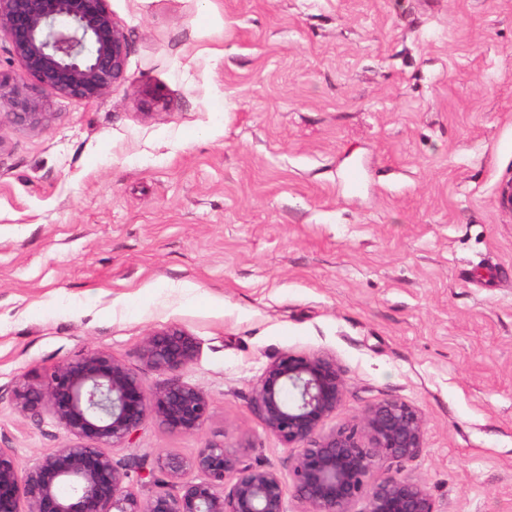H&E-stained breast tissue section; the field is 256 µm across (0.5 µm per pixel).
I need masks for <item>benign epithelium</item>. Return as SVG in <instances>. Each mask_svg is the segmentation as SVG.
I'll use <instances>...</instances> for the list:
<instances>
[{"mask_svg":"<svg viewBox=\"0 0 512 512\" xmlns=\"http://www.w3.org/2000/svg\"><path fill=\"white\" fill-rule=\"evenodd\" d=\"M1 33L19 73L0 72V144L7 127L48 130L54 113L45 111L43 96L99 100L125 80L129 37L108 0H0ZM29 84L41 95L23 92ZM198 354L194 336L168 326L151 332L139 349L140 359L162 376L151 385L97 351L58 366L42 383L18 382L12 390L18 411L29 418L49 411L69 441L23 471L11 450L0 448V512H287L281 475L246 463L220 443L189 460L160 458L170 480L188 470L203 479L145 499L128 479L133 470L152 478L153 470L139 462L122 468L108 452L123 447L149 418L173 432L202 430L209 400L180 376ZM343 399L340 366L320 354L285 352L254 387L255 415L282 444L298 449L290 480L305 512H353L364 496L366 512H436L417 481L371 480L382 459L407 460L424 447L421 414L388 399L368 406L359 425L324 431Z\"/></svg>","mask_w":512,"mask_h":512,"instance_id":"obj_1","label":"benign epithelium"}]
</instances>
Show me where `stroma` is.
I'll use <instances>...</instances> for the list:
<instances>
[{"label":"stroma","instance_id":"obj_1","mask_svg":"<svg viewBox=\"0 0 512 512\" xmlns=\"http://www.w3.org/2000/svg\"><path fill=\"white\" fill-rule=\"evenodd\" d=\"M126 79L0 134V447L63 446L12 389L178 326L200 432L147 420L119 464L224 444L288 476L251 409L285 352L339 364L325 422L396 398L424 446L374 479L512 512V0H109ZM163 101L147 103L143 92Z\"/></svg>","mask_w":512,"mask_h":512}]
</instances>
